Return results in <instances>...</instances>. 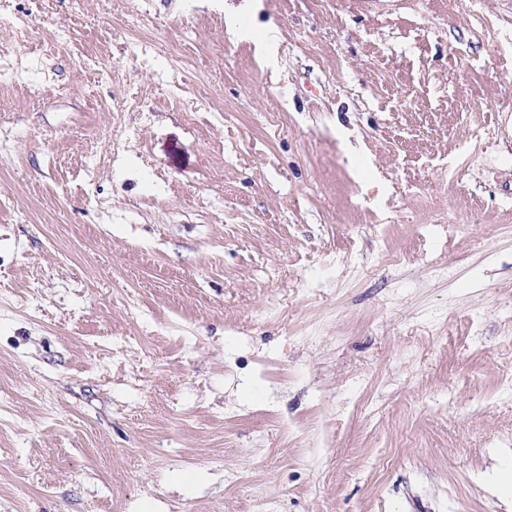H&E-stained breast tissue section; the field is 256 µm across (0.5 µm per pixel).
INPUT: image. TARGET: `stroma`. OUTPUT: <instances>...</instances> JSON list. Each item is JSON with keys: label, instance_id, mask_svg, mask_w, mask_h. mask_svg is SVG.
Returning a JSON list of instances; mask_svg holds the SVG:
<instances>
[{"label": "stroma", "instance_id": "1", "mask_svg": "<svg viewBox=\"0 0 512 512\" xmlns=\"http://www.w3.org/2000/svg\"><path fill=\"white\" fill-rule=\"evenodd\" d=\"M239 2L0 0V512H512V0Z\"/></svg>", "mask_w": 512, "mask_h": 512}]
</instances>
